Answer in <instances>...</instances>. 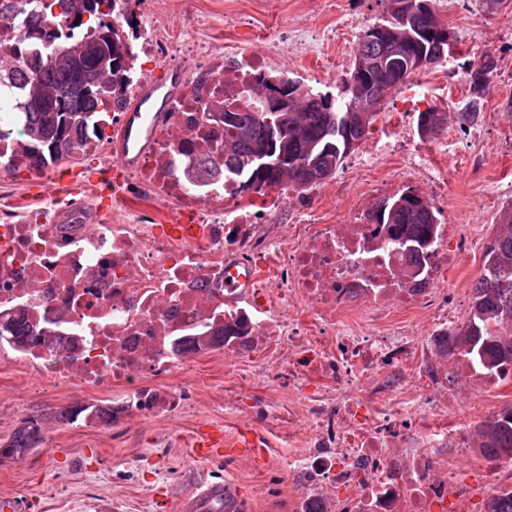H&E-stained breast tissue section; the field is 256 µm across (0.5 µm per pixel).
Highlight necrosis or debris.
Listing matches in <instances>:
<instances>
[{
  "label": "necrosis or debris",
  "mask_w": 512,
  "mask_h": 512,
  "mask_svg": "<svg viewBox=\"0 0 512 512\" xmlns=\"http://www.w3.org/2000/svg\"><path fill=\"white\" fill-rule=\"evenodd\" d=\"M133 50L170 62L181 90L126 169L111 216L92 193L58 203L65 188L48 182L52 153L33 164L16 101L0 95V360L52 385L121 386L112 408L123 426L191 405L174 380L214 353L221 328L225 356L272 367L288 383V405L245 403L234 384L224 394L267 425L303 424L304 451L286 466L300 483L291 512H474L512 492V465L464 474L480 450L457 386L479 397L500 378L448 359L457 309L445 277L470 251L463 225H439L414 254L389 247L375 221L386 185L352 193L345 224L314 218L309 192L285 182L262 195L237 191L208 171L224 149L216 95L265 60L244 53L230 63L223 51L147 32ZM124 124L116 112L110 130L88 129L76 156L111 165L104 146H122ZM19 171L42 181L35 207L10 195ZM293 198L305 228L294 243L287 225L265 221ZM185 213L200 239L162 233L163 221ZM398 311L423 317L426 335L394 321ZM415 359L427 363L422 394L401 371Z\"/></svg>",
  "instance_id": "necrosis-or-debris-1"
}]
</instances>
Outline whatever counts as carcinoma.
<instances>
[{
  "mask_svg": "<svg viewBox=\"0 0 512 512\" xmlns=\"http://www.w3.org/2000/svg\"><path fill=\"white\" fill-rule=\"evenodd\" d=\"M130 0H41L23 20L22 39L9 50L10 63L0 65V93L18 88V123L31 138L35 155L52 150L60 160L74 157L75 135L101 112H115L127 104L125 86L131 67L128 29L133 14ZM427 4L424 14L404 22L387 9L382 24L401 35L414 31L407 49L406 78L427 64L439 63L446 46V27L439 19L437 0H411ZM50 50L22 62L35 42ZM387 47L363 36L355 56L380 59ZM496 60L486 52L468 68L470 101L460 120L478 119ZM376 96L393 92L377 70L352 71L341 95H318L296 80L263 73L234 92L224 91V161L213 172L244 190L262 194L281 182L309 190L331 178L344 158L367 138L376 113L361 119L349 111L355 86ZM443 112L425 110L417 115L422 139H434L445 130ZM377 223L388 225L389 245L410 252L426 247L435 234L437 216L431 203L408 190L387 203ZM448 355L465 356L493 372L512 364V203L499 213V224L486 251L483 273L473 288V304L465 322L450 331ZM112 417V404L77 402L61 409L47 408L29 415L0 440V465L18 462L42 447L52 423L72 424L81 414ZM482 454L490 463L512 461V406L478 426Z\"/></svg>",
  "mask_w": 512,
  "mask_h": 512,
  "instance_id": "1",
  "label": "carcinoma"
}]
</instances>
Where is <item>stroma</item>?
<instances>
[{
	"mask_svg": "<svg viewBox=\"0 0 512 512\" xmlns=\"http://www.w3.org/2000/svg\"><path fill=\"white\" fill-rule=\"evenodd\" d=\"M131 9L138 27L168 40L189 39L216 48L234 44L241 51L267 56L272 73L287 69L293 79L336 96L354 68L359 38L384 17L386 4L384 0H133ZM347 12L363 17V26L341 32V17ZM439 16L455 39L454 57L428 69L433 93L427 99L412 97L406 85L392 93L371 136L379 138L399 126L417 135L418 112L437 108L448 115L444 136L452 150L431 153L428 164L444 172L456 156L473 149L467 128L459 121L469 96L467 68L487 51L499 65L512 61V0H502L492 13L482 10L480 0H467L464 10H443ZM480 122L486 127L481 149L488 164L482 171L459 168L448 211L449 218L478 229L469 258L447 273V285L457 289L465 311L471 307L472 286L482 272L485 247L499 212L512 202V145L501 144L505 133L512 131L511 79L492 81ZM403 168V158L393 152L382 155L368 171L344 159L336 174L318 187V215L347 220L349 202L339 197L344 184L359 189L369 182L389 181L394 193H402ZM228 376L223 355L215 353L184 376L196 400L174 418H144L116 430L54 426L42 448L21 462L0 465V499H22L26 512H182L188 500L213 487L232 490L247 512H289L299 485L284 471L291 453L288 436L268 432L263 422L226 405ZM236 376L243 394L288 400L282 380L257 375L247 361L239 362ZM34 385L18 366L0 363V438L9 436L21 418L41 409L112 397L111 392L98 394L84 387L61 388L45 397L35 393ZM211 427L224 431V457H193L190 439ZM243 436L264 437L267 453L245 452L239 444Z\"/></svg>",
	"mask_w": 512,
	"mask_h": 512,
	"instance_id": "obj_1",
	"label": "stroma"
}]
</instances>
